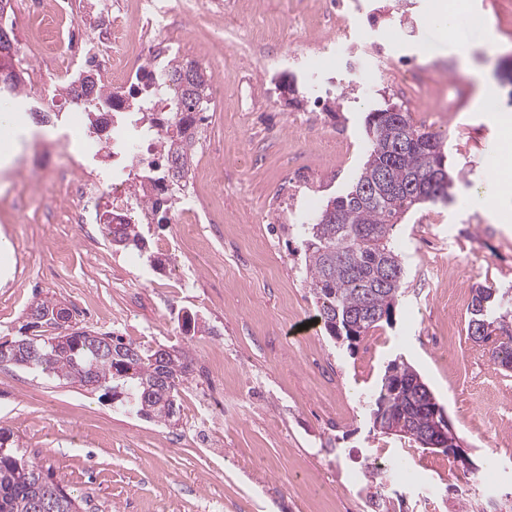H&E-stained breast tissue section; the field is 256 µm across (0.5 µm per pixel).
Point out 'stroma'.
Instances as JSON below:
<instances>
[{"label": "stroma", "instance_id": "stroma-1", "mask_svg": "<svg viewBox=\"0 0 512 512\" xmlns=\"http://www.w3.org/2000/svg\"><path fill=\"white\" fill-rule=\"evenodd\" d=\"M177 17L184 58L206 64L224 52V99L209 114L224 149V229L201 240L195 301L179 303L195 331L163 323L159 276L118 261L104 230L60 224L57 187L14 209L0 167V234L14 248L0 275V342L18 337L31 304L53 298L74 322L145 347H182L194 372L180 409L160 425L38 372L0 365V426L75 496L82 512H512V370L467 336L472 290L512 285V202L488 214L480 203L500 152L494 114L475 110L478 79L495 84L498 110L512 113V0H470L484 27L465 36L471 66L429 21L431 0H348L356 23L340 32L324 0H247L244 21L225 18V0ZM305 7L321 27L281 44L257 31L288 25ZM324 94L322 131L307 139L292 121L312 92ZM396 103L415 125L441 133L460 173L454 200L423 204L394 229L404 292L390 322L356 345L316 325L303 273L304 243L280 210L320 207L344 193L361 168L368 112ZM421 374L448 413L457 454L375 434L363 397L388 363ZM223 394L208 435L183 439L192 391ZM475 469L464 472L460 457ZM399 458L413 488L384 473V488L352 486L349 474L376 458Z\"/></svg>", "mask_w": 512, "mask_h": 512}]
</instances>
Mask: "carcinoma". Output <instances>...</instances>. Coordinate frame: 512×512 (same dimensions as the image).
Instances as JSON below:
<instances>
[{"label":"carcinoma","mask_w":512,"mask_h":512,"mask_svg":"<svg viewBox=\"0 0 512 512\" xmlns=\"http://www.w3.org/2000/svg\"><path fill=\"white\" fill-rule=\"evenodd\" d=\"M8 54L0 63V89L16 93L23 84L14 29ZM168 84L154 82L132 88L133 110L146 112L162 89L172 100L173 124L164 148L183 175L191 166L188 130L207 109L210 78L204 68L175 60L165 67ZM101 77L87 80L74 97L87 112L107 93ZM366 159L352 185L329 199L302 225L305 236V280L315 299L318 317L329 335L353 345L382 321L390 322L401 294L405 269L393 228L413 208L451 198L454 177L440 135L418 128L407 110L393 105L367 116ZM117 247L142 249L147 241L137 225L112 231ZM32 307L37 318L21 327L12 343L19 345L17 365L48 377L77 383L92 392L103 390L125 411L166 423L176 414L179 387L193 372L181 348L164 355L119 336L72 325L76 345L57 350L56 334L29 335L34 328H57L58 301L44 298ZM467 335L494 362L512 370V301L505 289L479 285L472 290ZM434 394L410 364L394 361L367 401L372 428H400L399 439L416 444L432 428ZM83 499L67 491L54 474L33 462L19 448L10 430L0 428V512H80Z\"/></svg>","instance_id":"carcinoma-1"}]
</instances>
